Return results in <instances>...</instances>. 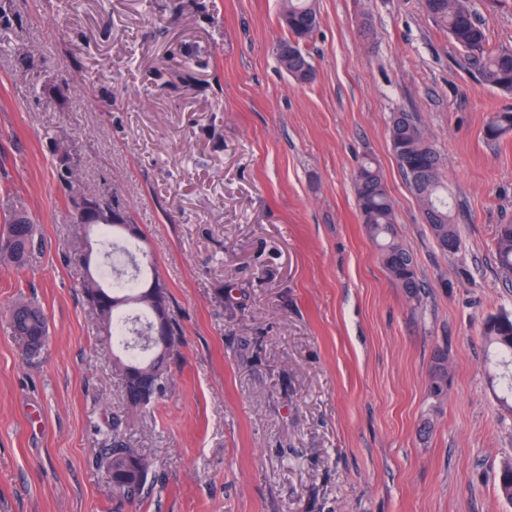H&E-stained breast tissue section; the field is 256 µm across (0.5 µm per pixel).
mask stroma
<instances>
[{
  "mask_svg": "<svg viewBox=\"0 0 512 512\" xmlns=\"http://www.w3.org/2000/svg\"><path fill=\"white\" fill-rule=\"evenodd\" d=\"M281 0H0V223L41 239L0 268V512H512V410L486 372L485 319L512 314L496 259L512 221V95L485 85L422 0H317L315 78L280 69ZM490 47L512 0H472ZM414 113L443 161L461 244L443 252L392 151ZM111 189L168 286L182 343L135 412L112 371L58 176ZM373 158L421 288L393 282L361 222ZM38 304L29 359L6 310ZM448 393L429 392L435 353ZM150 458L138 504L99 466L113 421ZM512 132V108L495 112L484 127L487 140L496 141ZM16 214L22 218V222L24 224H10L12 218ZM10 228H12L13 232L17 237L18 247L16 248L14 254H10L9 256H4L0 251V265H6L8 267L22 269L26 264L29 254L36 245L38 233L37 226L36 224H33V222L31 221V219L25 211L15 210L4 221L3 231L1 233L5 232L6 229Z\"/></svg>",
  "mask_w": 512,
  "mask_h": 512,
  "instance_id": "1",
  "label": "stroma"
}]
</instances>
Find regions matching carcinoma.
I'll use <instances>...</instances> for the list:
<instances>
[{"instance_id": "carcinoma-1", "label": "carcinoma", "mask_w": 512, "mask_h": 512, "mask_svg": "<svg viewBox=\"0 0 512 512\" xmlns=\"http://www.w3.org/2000/svg\"><path fill=\"white\" fill-rule=\"evenodd\" d=\"M423 8L432 20L446 29L448 36L467 56L478 70L484 84L502 92L512 94V48L492 49L488 46L483 25L476 19L471 0H423ZM315 0H283L281 14L288 15L291 24L286 26L288 36L278 42V46L296 42V55L285 58L277 56L280 67L294 78L301 68L314 71L304 44L314 33L312 25L315 17ZM406 121L390 126V141L408 187L412 192L418 188L411 179V171L428 165L435 169L434 181L425 198H419L423 211L431 214L429 224L431 235L440 249L453 252L460 247L457 225L451 215L448 197L442 195L443 174L439 154L430 144L409 113H404ZM512 132V108L495 112L484 127V136L496 141ZM354 193L359 206L366 233L379 250L388 274L410 297H415L420 288L416 271V261L412 252L404 246L395 233L396 213L382 172L371 160H364L354 176ZM22 223L13 224L6 218L3 229H11L17 237L18 247L9 256L0 253V265L16 269L25 266L27 258L36 245L37 226L28 214L15 211ZM496 255L501 269L512 274V223L500 224L496 231ZM134 268V274L124 282L109 277L106 268L89 272L90 278L84 282V293L94 308L100 324L108 337L122 342L125 355L115 358L114 371L121 380L122 388H127L129 372L154 374L158 390H163L167 382L168 363L156 362L157 348L131 343L123 338L122 325L128 322H141V331L146 333L157 321L153 308L144 297L152 280L160 275L152 264L139 267L136 258L126 253ZM9 325L14 336L35 322L39 335L48 333L47 321L40 308L31 302L13 304L8 309ZM483 336L488 346L496 350L497 365L506 368L499 375L501 401L512 400V314L499 313L489 316L483 324ZM430 393L436 397L448 391L447 356L437 354L429 383ZM101 462L106 466L112 484V496L120 502L140 501L147 489V481L152 462L128 448L119 435L112 436L110 445L101 452ZM500 496L512 503V463L503 466L498 476Z\"/></svg>"}]
</instances>
